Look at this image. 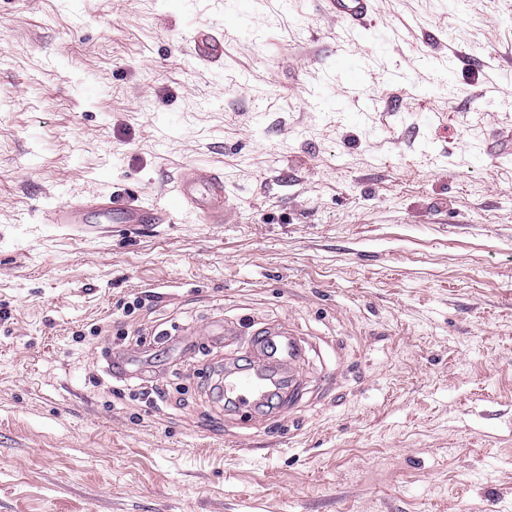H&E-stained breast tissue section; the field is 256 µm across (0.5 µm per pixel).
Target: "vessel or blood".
Masks as SVG:
<instances>
[{
  "label": "vessel or blood",
  "instance_id": "b4317fda",
  "mask_svg": "<svg viewBox=\"0 0 512 512\" xmlns=\"http://www.w3.org/2000/svg\"><path fill=\"white\" fill-rule=\"evenodd\" d=\"M330 13L350 25H361L374 9L375 0H325ZM176 202L201 213L207 223H223L227 211L224 203V183L212 175L201 179L186 176L180 179ZM100 223L164 224L168 214L163 210L134 208L123 200L110 198L100 201L94 211L73 206L56 214L60 224H84L89 218ZM303 346L297 337L279 331L257 337V358L252 365L234 370L224 376V396L236 408L258 412L272 396H280L294 389L296 379L293 368Z\"/></svg>",
  "mask_w": 512,
  "mask_h": 512
}]
</instances>
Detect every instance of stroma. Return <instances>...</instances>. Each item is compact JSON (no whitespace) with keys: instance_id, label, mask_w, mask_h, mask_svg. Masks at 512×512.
Returning a JSON list of instances; mask_svg holds the SVG:
<instances>
[{"instance_id":"stroma-1","label":"stroma","mask_w":512,"mask_h":512,"mask_svg":"<svg viewBox=\"0 0 512 512\" xmlns=\"http://www.w3.org/2000/svg\"><path fill=\"white\" fill-rule=\"evenodd\" d=\"M511 79L512 0H0V512H512ZM330 13L352 26L361 25L374 10L375 0H323ZM176 203L191 206L208 224H223L227 211L224 203V182L212 174L207 178L182 177L177 188ZM101 224L117 221L118 224H166L168 213L164 210L134 208L119 198L100 201L92 212ZM256 346L257 360L251 366L224 375V397L251 415L261 414L260 408L273 395L280 399L294 389L293 369L303 351L300 340L287 331L258 336Z\"/></svg>"}]
</instances>
